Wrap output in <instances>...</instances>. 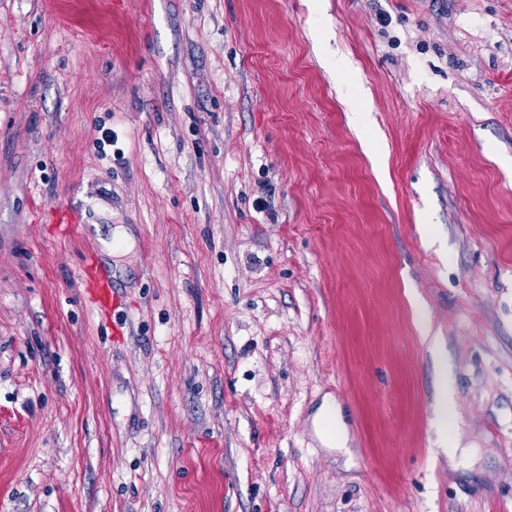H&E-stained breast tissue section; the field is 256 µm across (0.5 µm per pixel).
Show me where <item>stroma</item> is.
<instances>
[{
    "label": "stroma",
    "mask_w": 512,
    "mask_h": 512,
    "mask_svg": "<svg viewBox=\"0 0 512 512\" xmlns=\"http://www.w3.org/2000/svg\"><path fill=\"white\" fill-rule=\"evenodd\" d=\"M509 507L512 0H0V512ZM80 278L88 300L99 313L107 314L115 309L112 281L93 254L85 259ZM452 399L448 389V381H443L437 396V405L435 410V425L441 436V446L448 457H454L456 445L448 441V413L451 414ZM448 447V448H447Z\"/></svg>",
    "instance_id": "35a3bbf8"
}]
</instances>
